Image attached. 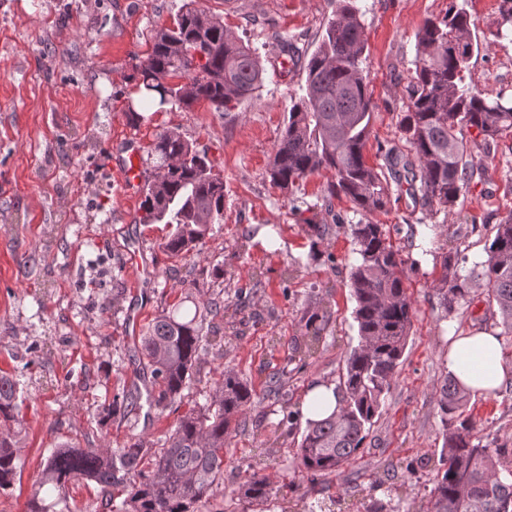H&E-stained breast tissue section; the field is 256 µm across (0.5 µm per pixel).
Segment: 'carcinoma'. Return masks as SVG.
Listing matches in <instances>:
<instances>
[{
	"label": "carcinoma",
	"mask_w": 512,
	"mask_h": 512,
	"mask_svg": "<svg viewBox=\"0 0 512 512\" xmlns=\"http://www.w3.org/2000/svg\"><path fill=\"white\" fill-rule=\"evenodd\" d=\"M475 20L457 0L441 19H427L416 39L414 75L409 82V106L400 130L412 156L389 149L386 171L366 164L375 105L359 67L365 51L362 24L349 0H336L333 18L324 27L318 48L304 65L305 81L293 101L269 162L267 176L281 189L327 171L329 196L343 195L364 215L386 208L390 182H406L418 203L435 211L453 208L470 188L474 170L471 153L488 154L496 138L512 132V98L490 101L466 84L470 61L481 45L473 38ZM496 37L512 41V0H500ZM141 102L160 110H184L204 99L217 110H229L251 97L263 82L258 56L224 29L219 18L187 3L172 25L152 34L151 52L136 69ZM188 77L184 84L173 79ZM475 136H468L470 131ZM140 209L145 224H171L163 243L173 256L199 247L211 226L224 219V181L206 154L199 153L175 132L159 134L145 160ZM357 262L349 273L356 306L353 317L359 343L347 353L340 379L338 411L309 420L301 435L299 459L311 472L332 473L363 448L382 400L402 363L414 315L404 285L406 260L388 242L382 224L349 225ZM486 260L459 273L456 252L442 257L438 279L440 305L448 312L478 287L486 302L497 306L502 326L512 332V212L495 225ZM221 305L194 304L191 311L164 312L139 338L138 353L150 369L159 392L149 405L165 407L181 396L189 381L205 366L200 351L207 318ZM305 331L292 348L289 361L306 362L323 340L331 318L326 306L304 315ZM20 383L0 375V422L18 416ZM248 384L232 370L200 411L183 415L143 469L145 449L131 440L124 447L79 448L59 443L32 484L27 512H58L69 485L91 481L107 490L127 483V496L116 512H193L224 479V437L232 421L250 404ZM140 395L114 398L106 416L140 408ZM467 395L455 379L439 388L438 407L443 444L441 473L428 512H512V482L501 475L502 452L473 442L470 418L463 415ZM20 454L8 435L0 436V491L12 489L21 477ZM238 495L261 505L272 497L265 478L253 473Z\"/></svg>",
	"instance_id": "1"
}]
</instances>
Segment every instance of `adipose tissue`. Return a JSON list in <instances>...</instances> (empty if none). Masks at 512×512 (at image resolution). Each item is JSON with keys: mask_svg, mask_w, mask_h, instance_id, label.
<instances>
[{"mask_svg": "<svg viewBox=\"0 0 512 512\" xmlns=\"http://www.w3.org/2000/svg\"><path fill=\"white\" fill-rule=\"evenodd\" d=\"M448 371L473 396H493L512 380V368L502 360L497 334L485 331L454 338L448 348Z\"/></svg>", "mask_w": 512, "mask_h": 512, "instance_id": "obj_1", "label": "adipose tissue"}]
</instances>
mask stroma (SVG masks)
<instances>
[{
  "mask_svg": "<svg viewBox=\"0 0 512 512\" xmlns=\"http://www.w3.org/2000/svg\"><path fill=\"white\" fill-rule=\"evenodd\" d=\"M186 0H0V374L20 381L21 424L7 422L21 450L22 476L0 493V512H26L41 460L55 444L120 448L141 440L162 448L176 420L206 404L225 370L253 391L238 428L224 443V480L200 512H292L335 502V512H366L370 497L393 512L428 503L442 446L438 388L448 378L452 333L497 332L512 366V332L502 328L483 297L440 306L435 281L441 258L457 248L469 260L484 255L494 226L512 211V135L492 153L476 149L475 176L457 206L432 212L391 188L386 211L371 215L408 262L405 286L414 310L403 362L358 456L340 472L311 476L300 465V432L285 412L300 411L314 383H338L347 352L359 341L349 271L355 261L348 227L361 215L346 198L328 199L329 173L289 190L265 175L301 67L319 44L332 0H196L255 50L264 83L230 113L201 100L190 110L145 108L140 122L126 110L137 96L134 69L151 50L155 28L171 25ZM451 0H353L363 25L361 67L375 104L364 150L384 170L386 153L408 151L400 120L409 105L416 34L443 17ZM500 0H468L483 48L470 62L471 82L487 99L512 95V42L496 40ZM295 60L284 63V49ZM174 131L207 153L224 177V221L197 252L167 254L171 228L141 223L140 202L128 198L119 163L129 141L148 150ZM329 225L321 238L308 225ZM300 263L294 280L285 267ZM224 266V277L214 270ZM224 302V318L201 358L206 373L164 410L101 419L104 406L126 392L155 385L139 362L136 341L162 311L191 299ZM328 302L325 341L307 363L290 361L302 318ZM282 373L285 402L269 396ZM473 440L502 449L512 467V383L493 397L470 399ZM272 498L257 506L237 489L257 453ZM92 482L69 487L68 512H111L109 494Z\"/></svg>",
  "mask_w": 512,
  "mask_h": 512,
  "instance_id": "obj_1",
  "label": "stroma"
}]
</instances>
